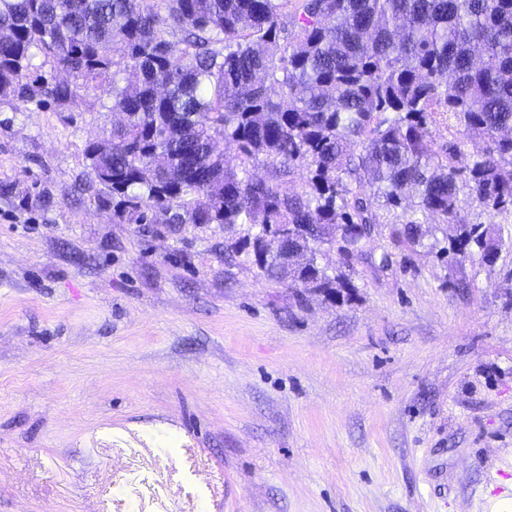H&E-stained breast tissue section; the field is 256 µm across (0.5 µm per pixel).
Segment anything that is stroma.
<instances>
[{
  "mask_svg": "<svg viewBox=\"0 0 512 512\" xmlns=\"http://www.w3.org/2000/svg\"><path fill=\"white\" fill-rule=\"evenodd\" d=\"M112 83L0 97V512H512V246L495 224L394 243L379 215L340 293L291 288L237 224L118 222L84 150ZM492 226V224H488L487 226L477 224L472 227L464 237L463 243L461 242L460 248L456 249L453 253V262L462 265L463 260L467 257V246L471 243H474L487 259L494 258L504 245V241L502 237L494 233Z\"/></svg>",
  "mask_w": 512,
  "mask_h": 512,
  "instance_id": "stroma-1",
  "label": "stroma"
}]
</instances>
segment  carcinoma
<instances>
[{
    "label": "carcinoma",
    "mask_w": 512,
    "mask_h": 512,
    "mask_svg": "<svg viewBox=\"0 0 512 512\" xmlns=\"http://www.w3.org/2000/svg\"><path fill=\"white\" fill-rule=\"evenodd\" d=\"M1 33V97L38 82V52L83 86L112 78L125 121L86 156L118 222L149 224L161 209L171 224H250L270 279L344 284L317 267L316 246L349 254L371 237L380 216L367 186L389 211L417 197L392 232L414 245L417 214L454 221L463 189L490 213L512 210V0H0ZM39 91L58 103L75 94L68 83ZM439 115L455 131L435 147ZM217 137L236 146L240 172L224 166ZM463 137L483 144L466 170ZM259 161L271 180L251 177ZM300 163L308 190L280 193L275 181ZM282 224L294 230L288 250L271 252ZM472 243L488 259L504 245L477 224L454 263Z\"/></svg>",
    "instance_id": "cac0c4a2"
}]
</instances>
